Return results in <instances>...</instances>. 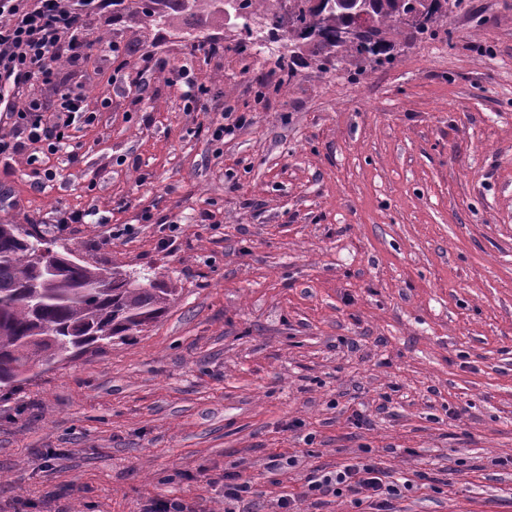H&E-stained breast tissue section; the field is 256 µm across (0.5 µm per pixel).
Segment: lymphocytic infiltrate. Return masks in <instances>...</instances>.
<instances>
[{"instance_id": "obj_1", "label": "lymphocytic infiltrate", "mask_w": 512, "mask_h": 512, "mask_svg": "<svg viewBox=\"0 0 512 512\" xmlns=\"http://www.w3.org/2000/svg\"><path fill=\"white\" fill-rule=\"evenodd\" d=\"M111 9L112 0H35L31 6L25 0H0V91L10 96L9 112L27 131L29 141L46 143L55 151L64 145L75 120L93 121L85 91L59 82L57 64L78 65L105 51L116 71H123L126 61L120 46L103 45L91 33L92 19ZM33 80L55 86L54 100L20 98L21 89ZM397 491L396 484L383 480L370 463L345 465L308 487L313 496H357L371 512H391Z\"/></svg>"}]
</instances>
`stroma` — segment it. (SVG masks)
I'll use <instances>...</instances> for the list:
<instances>
[{
	"label": "stroma",
	"mask_w": 512,
	"mask_h": 512,
	"mask_svg": "<svg viewBox=\"0 0 512 512\" xmlns=\"http://www.w3.org/2000/svg\"><path fill=\"white\" fill-rule=\"evenodd\" d=\"M166 15L93 21L126 77L59 64L96 115L59 150L0 116L24 144L0 158V222L177 290L144 332L0 397V512H226L228 472L251 512H370L307 494L358 461L402 485L396 512H512V0L385 31L384 66L241 55L234 16ZM184 64L225 123L248 117L223 143ZM179 72L181 80H184L187 86V90L183 91V94L188 103L197 105L201 101L211 99V90L207 86L195 84L190 76L191 71L187 66H181ZM250 482L242 480L237 474L224 475V499L233 503L243 502L250 494Z\"/></svg>",
	"instance_id": "obj_1"
}]
</instances>
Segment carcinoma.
Instances as JSON below:
<instances>
[{"label": "carcinoma", "mask_w": 512, "mask_h": 512, "mask_svg": "<svg viewBox=\"0 0 512 512\" xmlns=\"http://www.w3.org/2000/svg\"><path fill=\"white\" fill-rule=\"evenodd\" d=\"M370 27L339 51L365 54L377 65L391 61L382 31L404 23L426 0H368ZM288 40L329 39L349 25L340 7L303 11ZM40 235L19 224H0V388L13 390L20 375L39 361L79 346L109 344L142 332L168 309L176 289L148 273L135 282L123 273L79 261L49 269L29 242Z\"/></svg>", "instance_id": "cac0c4a2"}]
</instances>
